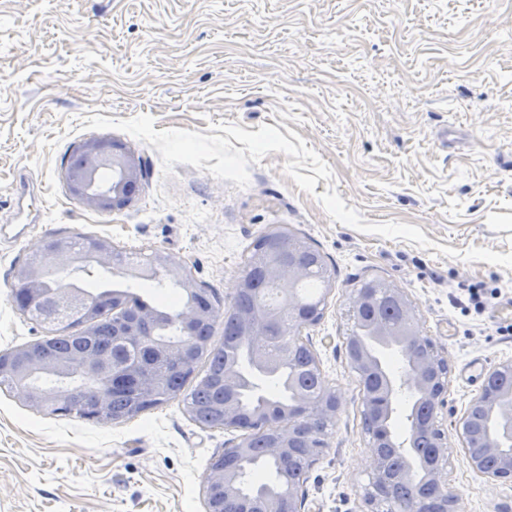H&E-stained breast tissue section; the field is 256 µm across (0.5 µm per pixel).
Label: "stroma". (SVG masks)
I'll return each mask as SVG.
<instances>
[{
  "mask_svg": "<svg viewBox=\"0 0 512 512\" xmlns=\"http://www.w3.org/2000/svg\"><path fill=\"white\" fill-rule=\"evenodd\" d=\"M141 114L158 131L223 120L292 130L335 178L307 194L274 151L250 164L243 189L187 164L168 177L153 146L113 129L145 176L131 206L85 209L60 176L92 135L84 118ZM25 177L41 214L19 239L7 206ZM331 186L366 222L417 226L432 248L331 221L317 200ZM278 225L333 273L322 318L299 336L343 397L301 512L364 508L369 436L345 342L350 295L371 278L405 292L448 359L436 423L463 512H512V483L469 468L459 428L481 390L471 365L512 360V329L490 320L512 296V270L438 251H512V0H0V352L46 334L16 309L13 271L54 234L173 253L226 303L253 241ZM237 437L195 423L179 397L93 422L36 412L21 387L2 386L0 512H205L209 463Z\"/></svg>",
  "mask_w": 512,
  "mask_h": 512,
  "instance_id": "35a3bbf8",
  "label": "stroma"
}]
</instances>
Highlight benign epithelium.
<instances>
[{"label":"benign epithelium","instance_id":"obj_1","mask_svg":"<svg viewBox=\"0 0 512 512\" xmlns=\"http://www.w3.org/2000/svg\"><path fill=\"white\" fill-rule=\"evenodd\" d=\"M80 162L72 167L63 169L61 178L66 190L83 207L98 213H112L128 207L141 185L143 169L137 152L127 143L112 137H90L77 145ZM110 168L115 173L112 185L103 189L97 184L98 171ZM37 260L26 261L14 270V288L23 289V296L16 304L22 314L27 315L32 305L41 297L43 292V275L48 267L64 271L74 267H89L107 265L112 260V246L105 240L97 242L91 252L76 253L65 249L57 243L46 242L36 252ZM169 273L180 279L188 296L199 291L197 283L184 273L180 258L165 255ZM266 276L273 282L281 284L298 279L302 270L298 267L285 268L277 263L263 261ZM154 313L143 309L136 314V322L117 329L115 335L127 342L140 337L139 328L150 323ZM212 314L203 308L192 304L186 306L179 316V322L188 333L211 321ZM266 317L254 313L243 320L246 335L253 340H260ZM419 344L428 346L429 353L413 363L412 368L405 370L400 382L387 373L382 372L381 362L363 356L359 351H352V363L364 375L381 372L379 386L374 388L375 404L366 408V413L373 419L385 421L393 419L397 403L398 386L408 388L419 395L422 401L431 408V418H436L438 410L447 404L448 368L447 360L435 351L431 340L422 335L418 328L405 333L402 346L414 349ZM45 346L43 341L16 348L9 352L0 353V374H9L25 390V396L30 406L42 410L48 406L56 408L66 404L65 395L33 393L27 380L30 375L42 371L46 367L43 360ZM91 406L100 416V420L109 421L106 410L109 402L108 392L96 389L91 394ZM342 404L341 395L332 389L324 392L323 398L317 402L308 397H300L295 404L282 414L269 411L263 412L250 420H245L235 402L231 399L224 401V429L241 431L238 441L224 449V466L208 472L205 486L219 484L224 487V499L240 502L239 512H247V502L241 500V477L236 463L250 453V438L256 429L277 432V441L267 449L273 457H291L300 449L302 442H308V455L315 461L322 453L323 442L317 431V420L325 416H336ZM482 405L485 409L499 417L500 428L496 434L486 436L482 448L472 451L468 445H463L466 463L472 470L496 482H512V453L501 451L502 439H512V385L506 389L494 391L488 396L480 392L470 403L474 407ZM395 446L375 435L370 441V475L369 483L363 488L362 499L368 507L367 512H378L379 501L384 499V493L390 486V460L386 449ZM447 443L444 436L437 439L435 453L427 465V479L442 493L441 512H459L460 503L447 488L443 473V461L447 455ZM301 486L285 482L280 493L272 499L266 512H300Z\"/></svg>","mask_w":512,"mask_h":512}]
</instances>
